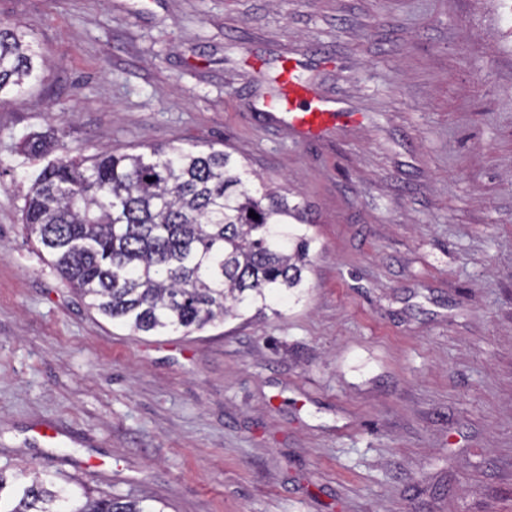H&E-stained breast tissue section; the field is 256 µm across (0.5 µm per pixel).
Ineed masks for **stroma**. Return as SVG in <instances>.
I'll return each mask as SVG.
<instances>
[{
    "mask_svg": "<svg viewBox=\"0 0 512 512\" xmlns=\"http://www.w3.org/2000/svg\"><path fill=\"white\" fill-rule=\"evenodd\" d=\"M0 468L165 512H512V16L501 0H0ZM293 67L346 116L257 114ZM35 133L246 159L305 204L300 302L130 335L28 237ZM46 63L27 32L0 20V104L16 103L25 85L38 82ZM281 82L284 90V98L280 102L270 103L271 108L288 105V130L298 141H308L322 137L331 130L330 119L334 116L333 112L323 107L321 103H313L309 100L300 111L294 112L291 109V100L297 97L301 87L295 83L291 71H284L281 75Z\"/></svg>",
    "mask_w": 512,
    "mask_h": 512,
    "instance_id": "1",
    "label": "stroma"
}]
</instances>
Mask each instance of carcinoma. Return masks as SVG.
<instances>
[{"instance_id":"1","label":"carcinoma","mask_w":512,"mask_h":512,"mask_svg":"<svg viewBox=\"0 0 512 512\" xmlns=\"http://www.w3.org/2000/svg\"><path fill=\"white\" fill-rule=\"evenodd\" d=\"M46 63L27 32L0 20V104L19 100ZM55 137L25 141L48 155ZM254 212L258 218L249 216ZM88 306L132 334L201 330L283 296L302 299L314 219L288 194L253 189L224 150L66 152L33 175L22 218ZM0 512H164L140 501H85L38 471L0 469Z\"/></svg>"}]
</instances>
